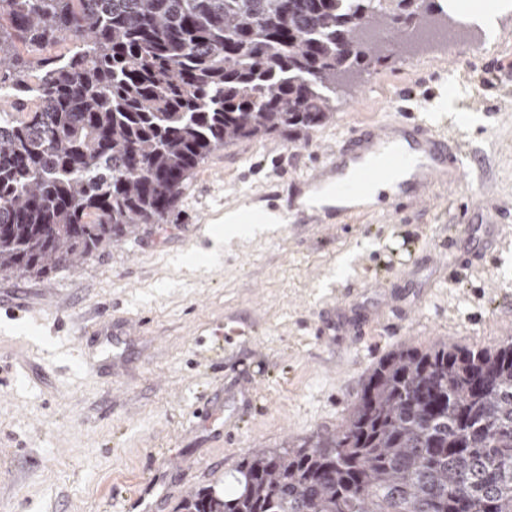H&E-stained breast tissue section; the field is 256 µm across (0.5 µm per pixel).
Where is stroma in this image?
Listing matches in <instances>:
<instances>
[{
  "label": "stroma",
  "mask_w": 512,
  "mask_h": 512,
  "mask_svg": "<svg viewBox=\"0 0 512 512\" xmlns=\"http://www.w3.org/2000/svg\"><path fill=\"white\" fill-rule=\"evenodd\" d=\"M449 20L398 36L308 136L216 151L167 223L47 276H0V512H175L254 450L335 431L389 352L512 336V11L491 31ZM400 105L463 145L444 196L327 224L288 210L214 246L226 212L300 198L349 128ZM463 203L478 211L449 231Z\"/></svg>",
  "instance_id": "obj_1"
}]
</instances>
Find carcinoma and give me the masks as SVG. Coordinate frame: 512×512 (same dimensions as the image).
Returning a JSON list of instances; mask_svg holds the SVG:
<instances>
[{
	"label": "carcinoma",
	"mask_w": 512,
	"mask_h": 512,
	"mask_svg": "<svg viewBox=\"0 0 512 512\" xmlns=\"http://www.w3.org/2000/svg\"><path fill=\"white\" fill-rule=\"evenodd\" d=\"M431 23L428 0H0V276L164 223L225 144L322 125L386 58L369 31ZM236 472L181 512H512V338L397 349L336 432Z\"/></svg>",
	"instance_id": "cac0c4a2"
}]
</instances>
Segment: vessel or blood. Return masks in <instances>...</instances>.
<instances>
[{
    "instance_id": "b4317fda",
    "label": "vessel or blood",
    "mask_w": 512,
    "mask_h": 512,
    "mask_svg": "<svg viewBox=\"0 0 512 512\" xmlns=\"http://www.w3.org/2000/svg\"><path fill=\"white\" fill-rule=\"evenodd\" d=\"M459 153L458 142L434 126L398 116L371 129H350L306 182L333 183L335 195L344 199L399 170L405 175L399 198L425 201L460 181Z\"/></svg>"
}]
</instances>
